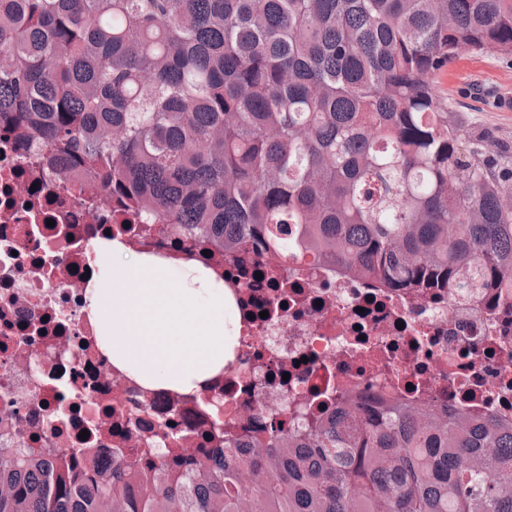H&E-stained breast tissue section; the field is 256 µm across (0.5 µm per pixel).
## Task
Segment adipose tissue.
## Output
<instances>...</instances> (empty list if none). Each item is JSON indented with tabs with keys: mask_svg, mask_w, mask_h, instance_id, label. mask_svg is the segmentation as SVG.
Returning a JSON list of instances; mask_svg holds the SVG:
<instances>
[{
	"mask_svg": "<svg viewBox=\"0 0 512 512\" xmlns=\"http://www.w3.org/2000/svg\"><path fill=\"white\" fill-rule=\"evenodd\" d=\"M90 317L101 350L142 386L191 394L231 354L224 286L202 266L129 257L121 241L93 246Z\"/></svg>",
	"mask_w": 512,
	"mask_h": 512,
	"instance_id": "1",
	"label": "adipose tissue"
}]
</instances>
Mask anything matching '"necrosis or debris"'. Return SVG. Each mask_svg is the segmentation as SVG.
<instances>
[{"instance_id": "4bbe7bcc", "label": "necrosis or debris", "mask_w": 512, "mask_h": 512, "mask_svg": "<svg viewBox=\"0 0 512 512\" xmlns=\"http://www.w3.org/2000/svg\"><path fill=\"white\" fill-rule=\"evenodd\" d=\"M92 183L39 170L0 141L1 448L155 443L191 455L262 437L268 410L319 417L344 399L440 404L512 421V289L495 305L382 288L311 256L186 252L171 224L117 223ZM111 237L161 262L199 263L224 284L233 357L197 394L148 389L101 351L88 312L92 244ZM87 439H80V432Z\"/></svg>"}]
</instances>
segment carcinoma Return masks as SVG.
<instances>
[{
	"mask_svg": "<svg viewBox=\"0 0 512 512\" xmlns=\"http://www.w3.org/2000/svg\"><path fill=\"white\" fill-rule=\"evenodd\" d=\"M463 50L512 59V0H0V135L226 254L496 299L512 168L438 95ZM257 445L0 448V512H512L492 417L341 403L293 433L270 411Z\"/></svg>",
	"mask_w": 512,
	"mask_h": 512,
	"instance_id": "obj_1",
	"label": "carcinoma"
}]
</instances>
